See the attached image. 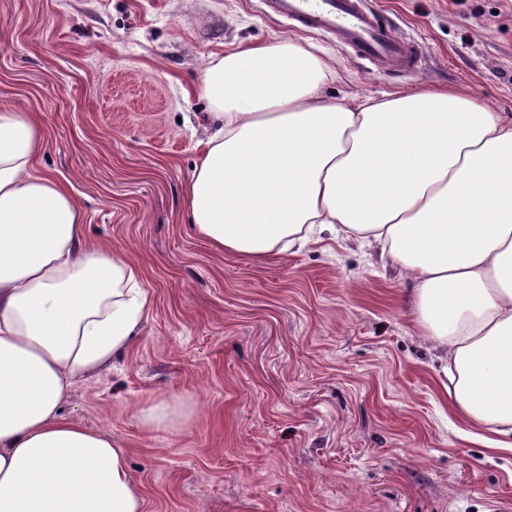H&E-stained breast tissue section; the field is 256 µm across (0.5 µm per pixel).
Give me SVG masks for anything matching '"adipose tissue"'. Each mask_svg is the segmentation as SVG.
Masks as SVG:
<instances>
[{"mask_svg":"<svg viewBox=\"0 0 512 512\" xmlns=\"http://www.w3.org/2000/svg\"><path fill=\"white\" fill-rule=\"evenodd\" d=\"M295 43L213 58L214 127L186 185L195 232L256 261L323 235L407 273L455 412L512 447V113L454 92L327 98ZM35 115L0 107V512H146L123 448L65 416L126 354L153 298L124 250L87 239L66 182L33 169Z\"/></svg>","mask_w":512,"mask_h":512,"instance_id":"obj_1","label":"adipose tissue"}]
</instances>
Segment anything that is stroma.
I'll list each match as a JSON object with an SVG mask.
<instances>
[{"instance_id": "35a3bbf8", "label": "stroma", "mask_w": 512, "mask_h": 512, "mask_svg": "<svg viewBox=\"0 0 512 512\" xmlns=\"http://www.w3.org/2000/svg\"><path fill=\"white\" fill-rule=\"evenodd\" d=\"M364 5L417 42L414 70L262 0H0V104L38 114L34 169L69 182L88 239L126 250L154 299L135 346L64 410L125 448L146 512H512V451L464 436L400 267L342 239L246 261L185 207L202 73L241 44L313 46L336 98L448 89L512 113V0ZM152 399L189 422L144 427Z\"/></svg>"}]
</instances>
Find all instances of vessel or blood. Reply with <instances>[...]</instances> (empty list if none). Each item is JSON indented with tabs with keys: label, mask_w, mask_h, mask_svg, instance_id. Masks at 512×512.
<instances>
[{
	"label": "vessel or blood",
	"mask_w": 512,
	"mask_h": 512,
	"mask_svg": "<svg viewBox=\"0 0 512 512\" xmlns=\"http://www.w3.org/2000/svg\"><path fill=\"white\" fill-rule=\"evenodd\" d=\"M274 14L303 31H329L361 57L413 69L417 50L409 41L387 34L363 0H265Z\"/></svg>",
	"instance_id": "vessel-or-blood-1"
}]
</instances>
